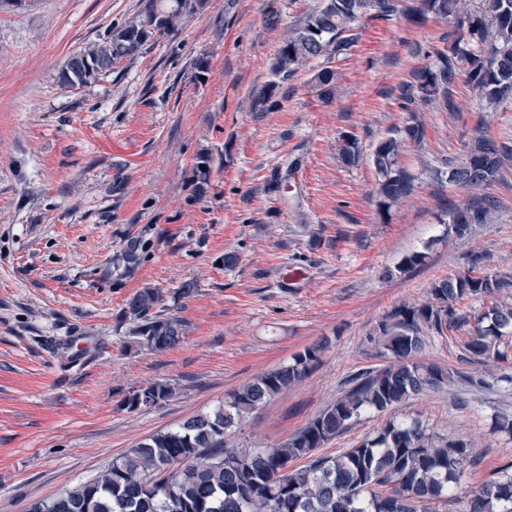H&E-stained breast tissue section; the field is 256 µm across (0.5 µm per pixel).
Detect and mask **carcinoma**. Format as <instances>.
<instances>
[{"label": "carcinoma", "instance_id": "1", "mask_svg": "<svg viewBox=\"0 0 512 512\" xmlns=\"http://www.w3.org/2000/svg\"><path fill=\"white\" fill-rule=\"evenodd\" d=\"M201 6L200 0H148L136 22L112 28L93 49L71 55L62 68L70 86L85 85L112 71L138 53L150 40L171 34L184 15ZM399 15L410 24L433 19L452 28L453 39L433 52L432 63L416 69L412 80L398 88L401 107L418 112L425 107L456 110L454 88L464 74L484 106L496 110L512 103V0H320L299 25L288 29L269 65L271 80L256 105L271 112L279 108L288 80L313 62V75L324 100L336 91V72L330 63L349 54L358 40L356 22L364 17ZM424 127L410 122L379 140L371 155L377 176L375 194L382 214L414 190L413 175L401 165L408 142L418 143ZM341 160L359 159L356 139L342 137ZM512 151L490 139L484 127L475 130L465 158L437 171L448 184L484 190L496 181ZM495 202L482 196L452 206L446 224L458 237L475 224L490 223ZM141 238L128 240L118 263L135 268L146 252ZM481 254L471 269L435 281L420 303L395 307L371 338L388 363L358 373L339 397L286 442L261 447H238L227 432L268 400L310 374L328 348L316 342L293 355L290 362L271 369L233 392L208 413L193 416L174 429L158 431L124 454L89 482L62 490L32 503L27 512H512V462L501 475L483 485L460 490L464 468L478 461L472 443L435 434L417 421H389L360 444L336 456H314V450L342 435L361 416L386 411L410 398L454 385L475 391L512 387V373L477 377L457 369L418 360L431 331L440 336L467 328L464 357L476 363H505L512 333V277L485 271ZM464 299L490 301L476 314L459 313ZM158 288L138 290L126 302L122 321L130 325L134 344L162 352L180 345L186 322L165 307ZM166 382L141 387L125 400L131 411L148 396L157 405L172 397ZM307 463L295 467L294 462Z\"/></svg>", "mask_w": 512, "mask_h": 512}]
</instances>
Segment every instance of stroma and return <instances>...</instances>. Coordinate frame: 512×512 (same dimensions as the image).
<instances>
[{
  "label": "stroma",
  "instance_id": "obj_1",
  "mask_svg": "<svg viewBox=\"0 0 512 512\" xmlns=\"http://www.w3.org/2000/svg\"><path fill=\"white\" fill-rule=\"evenodd\" d=\"M318 2L206 0L112 73L71 87L64 61L138 20L146 0H0V512L92 480L146 437L329 338L307 378L230 434L242 446L286 442L351 374L385 365L371 338L394 307L425 300L432 282L467 272L476 253L488 270L512 273V168L487 190L498 203L493 223L464 238L443 223L472 193L432 168L462 160L479 125L512 146V105L483 111L465 82L456 111L422 112L425 137L404 150L413 196L378 212L373 149L407 122L396 89L446 46L448 27L362 18L357 45L333 64L335 99L319 98L306 69L285 84L277 110L254 108L282 36ZM345 133L358 140L352 166L338 157ZM131 236L148 250L126 273L112 260ZM416 252L423 262L398 271ZM290 275L294 286L283 287ZM186 282L196 290L178 298ZM144 287L161 289L186 320L176 348L132 345L120 315ZM152 382L170 383L174 396L123 408ZM452 396L363 412L318 453L339 454L391 418L416 420L475 443L480 462L462 483L480 486L512 462V437L493 429L494 414H512V391L481 393L465 408Z\"/></svg>",
  "mask_w": 512,
  "mask_h": 512
}]
</instances>
